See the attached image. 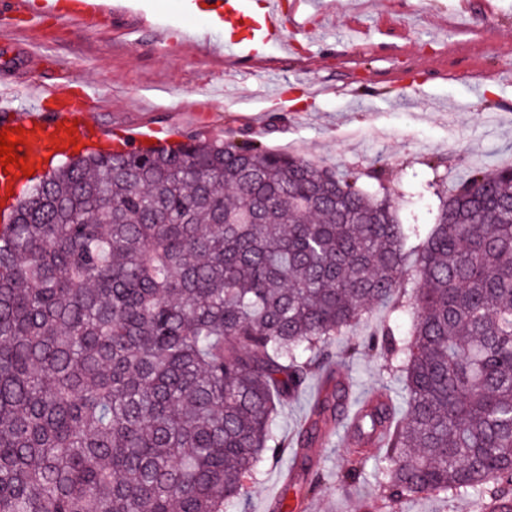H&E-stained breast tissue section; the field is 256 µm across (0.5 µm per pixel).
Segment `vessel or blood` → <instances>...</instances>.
Returning <instances> with one entry per match:
<instances>
[{"label": "vessel or blood", "instance_id": "1", "mask_svg": "<svg viewBox=\"0 0 512 512\" xmlns=\"http://www.w3.org/2000/svg\"><path fill=\"white\" fill-rule=\"evenodd\" d=\"M308 0H294L291 15H284L279 0H268L262 14L251 15L245 0H196L195 9L212 15L224 26V50L244 57L267 55L270 48L287 44L289 34L307 25ZM107 0H76L65 6L60 0H40L38 11L56 16L61 24L87 23L108 12ZM23 128L24 142L16 146L15 155L27 160L30 168L45 170L74 151H90L108 141L109 132L91 125L86 113L70 105L54 111L32 107L20 116L0 117V130Z\"/></svg>", "mask_w": 512, "mask_h": 512}]
</instances>
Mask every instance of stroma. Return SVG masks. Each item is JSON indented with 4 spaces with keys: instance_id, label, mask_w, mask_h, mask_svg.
<instances>
[{
    "instance_id": "stroma-1",
    "label": "stroma",
    "mask_w": 512,
    "mask_h": 512,
    "mask_svg": "<svg viewBox=\"0 0 512 512\" xmlns=\"http://www.w3.org/2000/svg\"><path fill=\"white\" fill-rule=\"evenodd\" d=\"M298 37L266 60L224 55V27L210 16L184 17L183 0H133L151 13L152 30L134 28L130 9L117 8L76 27L53 17L27 22L0 0V24L23 26L0 43V108L22 112L31 86L72 97L89 91L103 107L89 120L118 136L128 125L151 123L183 136L239 139L299 155L325 167L362 174L385 172L406 224H428L438 194L466 177L470 166L512 164V0H319ZM303 95L305 107L282 110ZM282 98V99H283ZM387 361L360 351L345 366L351 406L381 387ZM322 368L278 409V437L294 442L308 424ZM322 485L304 499V512H361L379 497L373 479L347 486L338 474L351 458L345 436L316 448ZM291 462L262 463L249 484L247 512H269L284 489Z\"/></svg>"
}]
</instances>
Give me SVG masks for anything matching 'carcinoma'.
<instances>
[{"mask_svg":"<svg viewBox=\"0 0 512 512\" xmlns=\"http://www.w3.org/2000/svg\"><path fill=\"white\" fill-rule=\"evenodd\" d=\"M376 307L355 433L384 437L385 503L512 500V166L403 224L387 187L250 140L62 161L0 225V512L243 508L263 459L306 470L344 422L331 370L295 446L273 429ZM384 316V309H375L370 314L368 321L354 331V336H349L348 338L344 337L342 340H340V342L336 343V345L333 347L334 355L339 356L340 352L343 350V347L346 345V343H353L355 341H360L365 337H368L367 335L371 334L376 329V327L379 325Z\"/></svg>","mask_w":512,"mask_h":512,"instance_id":"carcinoma-1","label":"carcinoma"}]
</instances>
